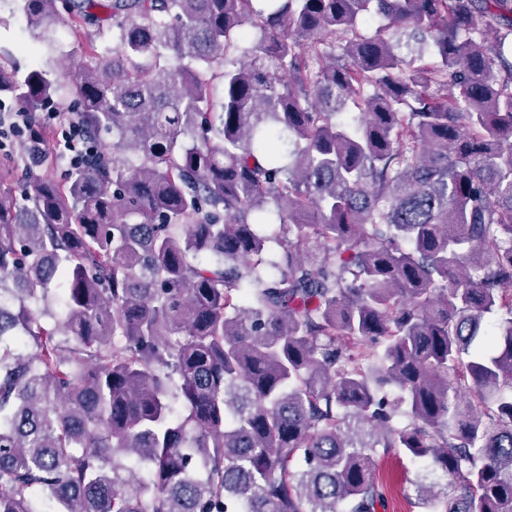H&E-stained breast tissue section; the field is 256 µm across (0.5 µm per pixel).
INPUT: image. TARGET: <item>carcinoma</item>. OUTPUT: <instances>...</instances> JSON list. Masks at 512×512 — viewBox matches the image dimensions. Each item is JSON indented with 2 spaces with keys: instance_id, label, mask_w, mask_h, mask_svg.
Listing matches in <instances>:
<instances>
[{
  "instance_id": "obj_1",
  "label": "carcinoma",
  "mask_w": 512,
  "mask_h": 512,
  "mask_svg": "<svg viewBox=\"0 0 512 512\" xmlns=\"http://www.w3.org/2000/svg\"><path fill=\"white\" fill-rule=\"evenodd\" d=\"M13 2L112 155L0 186V512H512V0ZM417 467L406 459L403 462L392 457H384L382 451L376 457V475L385 495V510L379 512H422L409 484ZM408 479V480H407Z\"/></svg>"
}]
</instances>
